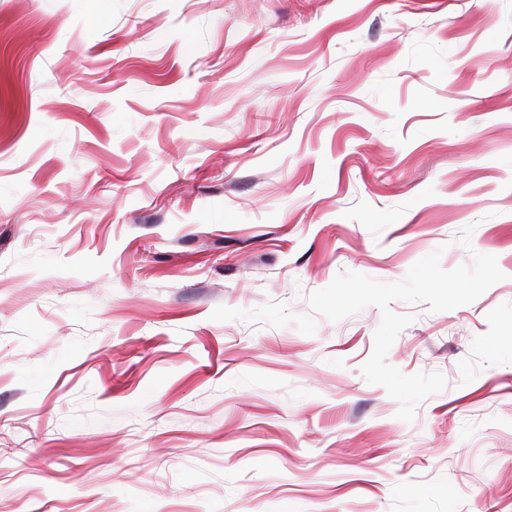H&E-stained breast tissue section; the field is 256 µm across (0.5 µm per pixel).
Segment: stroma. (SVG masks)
<instances>
[{
	"mask_svg": "<svg viewBox=\"0 0 512 512\" xmlns=\"http://www.w3.org/2000/svg\"><path fill=\"white\" fill-rule=\"evenodd\" d=\"M0 512H512V0H0Z\"/></svg>",
	"mask_w": 512,
	"mask_h": 512,
	"instance_id": "35a3bbf8",
	"label": "stroma"
}]
</instances>
